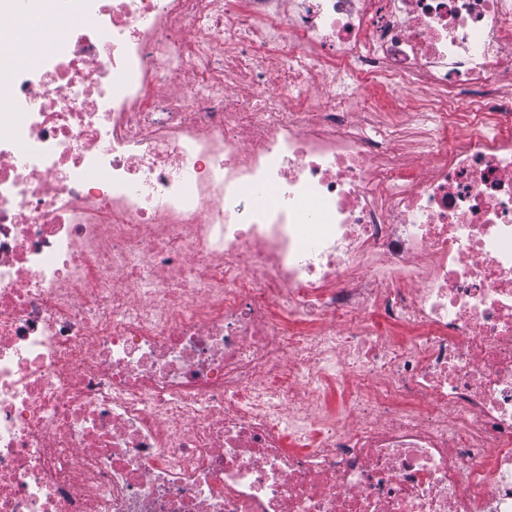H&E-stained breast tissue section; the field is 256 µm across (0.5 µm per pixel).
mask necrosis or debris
Instances as JSON below:
<instances>
[{
  "label": "necrosis or debris",
  "mask_w": 512,
  "mask_h": 512,
  "mask_svg": "<svg viewBox=\"0 0 512 512\" xmlns=\"http://www.w3.org/2000/svg\"><path fill=\"white\" fill-rule=\"evenodd\" d=\"M40 4L0 512H512V0Z\"/></svg>",
  "instance_id": "necrosis-or-debris-1"
}]
</instances>
